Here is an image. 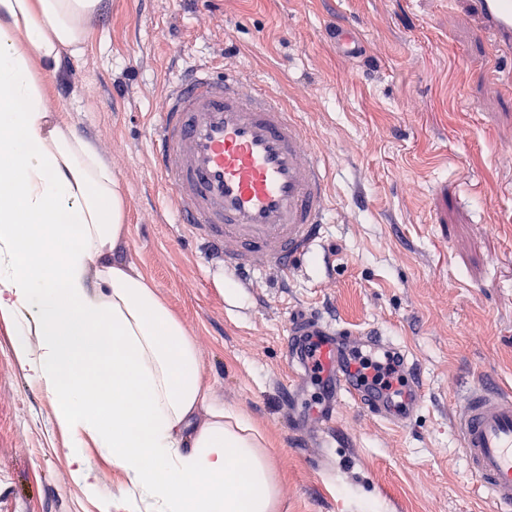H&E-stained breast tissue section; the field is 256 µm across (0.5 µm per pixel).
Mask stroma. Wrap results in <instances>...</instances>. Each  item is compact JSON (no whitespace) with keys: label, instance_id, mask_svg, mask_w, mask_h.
<instances>
[{"label":"stroma","instance_id":"1","mask_svg":"<svg viewBox=\"0 0 512 512\" xmlns=\"http://www.w3.org/2000/svg\"><path fill=\"white\" fill-rule=\"evenodd\" d=\"M351 29L359 58L336 52ZM242 73L297 112L329 182L323 240L285 278L218 275L178 222L150 139L169 83ZM512 70L451 0H102L87 46L41 76L60 116L117 179L115 256L151 281L194 337L204 383L264 436L277 512H492L451 425L474 382L512 387ZM308 307L380 327L426 380L410 424L320 399L285 406L282 338ZM0 321V512H100L66 474L68 436ZM111 512L129 480L91 447Z\"/></svg>","mask_w":512,"mask_h":512}]
</instances>
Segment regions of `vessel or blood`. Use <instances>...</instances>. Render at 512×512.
<instances>
[{
	"label": "vessel or blood",
	"instance_id": "b4317fda",
	"mask_svg": "<svg viewBox=\"0 0 512 512\" xmlns=\"http://www.w3.org/2000/svg\"><path fill=\"white\" fill-rule=\"evenodd\" d=\"M494 51L512 56V0H462ZM239 77L197 70L168 92L152 136L157 172L192 237L209 259L237 278L263 270L288 274L319 239L329 187L299 123L278 97L242 95ZM296 400L312 368L323 380L313 422L330 432L342 403L380 420L405 422L421 403L425 380L407 350L379 330L355 332L309 311L293 315L283 338ZM383 352L403 377L400 399L366 383L359 352ZM453 432L468 470L496 512H512V390L470 384Z\"/></svg>",
	"mask_w": 512,
	"mask_h": 512
}]
</instances>
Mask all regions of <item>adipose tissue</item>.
<instances>
[{
	"mask_svg": "<svg viewBox=\"0 0 512 512\" xmlns=\"http://www.w3.org/2000/svg\"><path fill=\"white\" fill-rule=\"evenodd\" d=\"M101 0H0V319L70 436L67 475L110 512L84 449L130 481L125 512H276L263 438L200 378L183 322L114 252L118 182L48 123L39 76L84 50ZM36 332L37 346L26 341Z\"/></svg>",
	"mask_w": 512,
	"mask_h": 512,
	"instance_id": "obj_1",
	"label": "adipose tissue"
}]
</instances>
